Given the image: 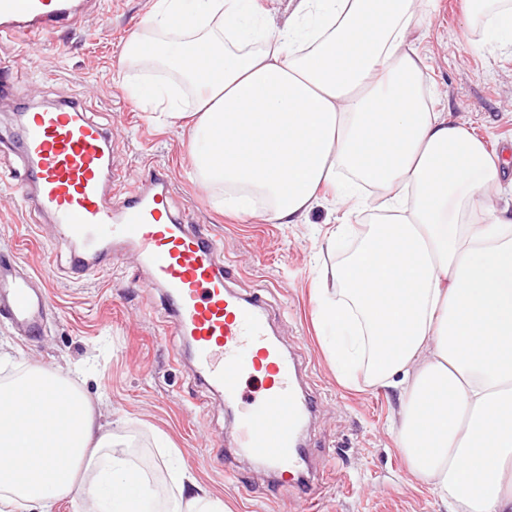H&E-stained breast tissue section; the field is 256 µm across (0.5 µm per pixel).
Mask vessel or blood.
I'll return each mask as SVG.
<instances>
[{
	"instance_id": "obj_1",
	"label": "vessel or blood",
	"mask_w": 512,
	"mask_h": 512,
	"mask_svg": "<svg viewBox=\"0 0 512 512\" xmlns=\"http://www.w3.org/2000/svg\"><path fill=\"white\" fill-rule=\"evenodd\" d=\"M88 0H0V37L36 41L76 22ZM22 170L16 185L25 203L47 214L71 241L70 268L106 271L136 251L152 282L164 292L171 327L191 347L197 372L239 404L235 447L263 463L280 489L307 468L302 427L312 401L301 392L294 361L271 338L265 302L234 292L224 246L188 224L172 205L166 171L121 179L110 163L106 128L75 101L17 115ZM51 302L46 287L17 262L0 261V317L22 336L39 335ZM260 381L258 400L247 399L245 378Z\"/></svg>"
}]
</instances>
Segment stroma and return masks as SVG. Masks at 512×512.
<instances>
[{"label":"stroma","mask_w":512,"mask_h":512,"mask_svg":"<svg viewBox=\"0 0 512 512\" xmlns=\"http://www.w3.org/2000/svg\"><path fill=\"white\" fill-rule=\"evenodd\" d=\"M150 0H102L69 27L29 50L0 40V60L32 52L34 65L0 98V140L14 137L13 116L27 104L74 99L112 135L110 162L127 181L149 168L169 170L174 205L203 233L222 239L224 259L238 273L234 288L262 296L284 351L303 363V382L318 412L302 433L308 455L331 474L322 512H447L410 474L385 424L398 404L392 388L341 385L314 324L313 288L324 266L340 259L323 238L326 209L297 224L245 221L224 214L192 171L189 139L177 124L150 121L128 86L141 74L123 60L141 31ZM418 52L434 109L483 138L512 165V48L483 24L467 25L463 0H436ZM18 150H0V259L17 257L52 295L43 333L17 335L0 319V381L42 367L59 375L82 368L80 392L99 400L117 440L148 477L159 502L175 495L174 465L189 468L231 512H306L298 493L279 494L260 464L232 453V417L222 394L199 380L170 328V313L133 254L105 272L76 275L70 253L54 241L45 215L25 206L14 188ZM239 476L227 483L225 472Z\"/></svg>","instance_id":"35a3bbf8"}]
</instances>
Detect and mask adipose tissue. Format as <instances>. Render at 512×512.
Returning a JSON list of instances; mask_svg holds the SVG:
<instances>
[{"label":"adipose tissue","mask_w":512,"mask_h":512,"mask_svg":"<svg viewBox=\"0 0 512 512\" xmlns=\"http://www.w3.org/2000/svg\"><path fill=\"white\" fill-rule=\"evenodd\" d=\"M289 4L277 27L261 0H150L124 57L172 83L134 94L186 123L195 174L223 190L225 211L296 224L342 210L326 239L356 246L317 290L340 382L398 388L395 444L448 512H512L504 161L423 98L424 0ZM465 13L512 44V0H465ZM12 385L28 406L0 411V448L16 459L0 464V512H53L83 488L89 512H154L147 478L73 379L33 367ZM59 389L75 404L49 413ZM172 480L165 512H225L192 474Z\"/></svg>","instance_id":"1"}]
</instances>
